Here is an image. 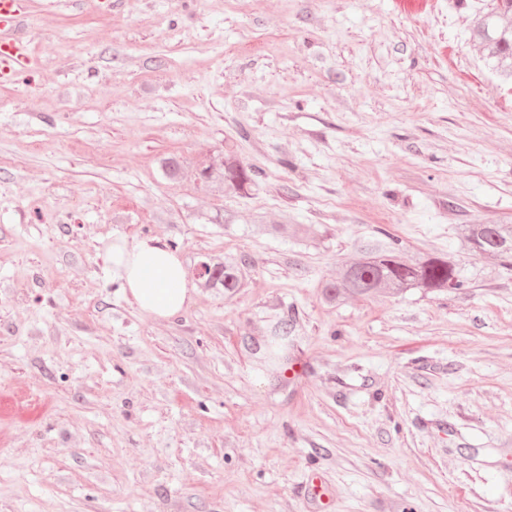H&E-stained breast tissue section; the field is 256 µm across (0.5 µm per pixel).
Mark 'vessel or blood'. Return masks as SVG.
<instances>
[{"mask_svg":"<svg viewBox=\"0 0 512 512\" xmlns=\"http://www.w3.org/2000/svg\"><path fill=\"white\" fill-rule=\"evenodd\" d=\"M26 0H0V80L33 69L35 59L23 34Z\"/></svg>","mask_w":512,"mask_h":512,"instance_id":"b4317fda","label":"vessel or blood"}]
</instances>
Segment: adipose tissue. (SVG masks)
<instances>
[{
	"label": "adipose tissue",
	"mask_w": 512,
	"mask_h": 512,
	"mask_svg": "<svg viewBox=\"0 0 512 512\" xmlns=\"http://www.w3.org/2000/svg\"><path fill=\"white\" fill-rule=\"evenodd\" d=\"M107 260L127 295L152 317H178L194 300L196 288L187 279L178 254L157 239L145 237L112 247Z\"/></svg>",
	"instance_id": "ef3b65f1"
}]
</instances>
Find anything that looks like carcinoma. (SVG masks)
Returning <instances> with one entry per match:
<instances>
[{
    "label": "carcinoma",
    "instance_id": "obj_1",
    "mask_svg": "<svg viewBox=\"0 0 512 512\" xmlns=\"http://www.w3.org/2000/svg\"><path fill=\"white\" fill-rule=\"evenodd\" d=\"M472 39L484 52L487 66L499 76L512 81V0H489L479 9L472 29ZM164 176L176 181L181 178L182 164L176 157L160 161ZM207 186L219 190L243 191L258 185L261 172L242 165L232 151L220 160L208 164ZM265 230L303 239L308 229L303 224H266ZM466 238L473 251L481 254L507 256L512 253V224H470ZM242 262L226 259L220 263L204 256L191 268L203 288H222L233 294L241 283ZM461 286L453 264L440 257L427 256L420 260L404 258L390 235L365 248L363 258L345 267L335 280L322 289L323 300L337 304L352 296L371 297L384 288L403 291L423 288L428 291L448 289V280ZM277 355L285 358L288 350V323L275 329L272 336Z\"/></svg>",
    "mask_w": 512,
    "mask_h": 512
}]
</instances>
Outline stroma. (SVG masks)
Segmentation results:
<instances>
[{
	"label": "stroma",
	"instance_id": "1",
	"mask_svg": "<svg viewBox=\"0 0 512 512\" xmlns=\"http://www.w3.org/2000/svg\"><path fill=\"white\" fill-rule=\"evenodd\" d=\"M475 2L31 0L38 64L0 83V512H512V259L462 234L512 224V85ZM229 149L257 189L198 186ZM385 232L463 287L326 305ZM145 236L241 287L143 313L106 256ZM241 266V260L224 259V263H220L211 257L204 256L190 269L202 288H224V293L230 295L240 287ZM200 269L201 273H199Z\"/></svg>",
	"mask_w": 512,
	"mask_h": 512
}]
</instances>
